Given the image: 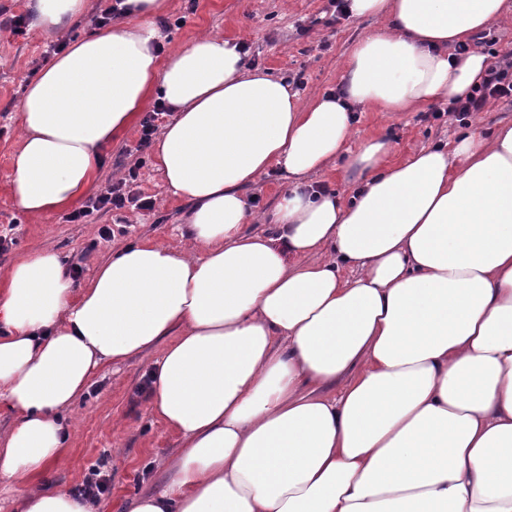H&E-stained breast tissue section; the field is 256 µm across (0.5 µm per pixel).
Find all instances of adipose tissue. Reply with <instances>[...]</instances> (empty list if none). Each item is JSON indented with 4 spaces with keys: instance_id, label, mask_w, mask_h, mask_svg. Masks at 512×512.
<instances>
[{
    "instance_id": "obj_1",
    "label": "adipose tissue",
    "mask_w": 512,
    "mask_h": 512,
    "mask_svg": "<svg viewBox=\"0 0 512 512\" xmlns=\"http://www.w3.org/2000/svg\"><path fill=\"white\" fill-rule=\"evenodd\" d=\"M125 3L128 22L90 31L28 82L9 183L29 215L70 207L159 97L175 117L155 166L188 205L195 252L132 243L80 287L53 251L13 264L0 404L18 422L0 435V475L26 481L55 462L100 364L159 344L153 410L182 447L131 512H512V125L397 163L382 137L348 147L355 106L471 94L490 62L455 47L512 0H349L350 16L382 27L346 58L341 92L306 104L223 36L160 54L166 0ZM84 7L29 5L52 30ZM339 160L358 179L349 197L306 183ZM272 168L288 184L273 231L246 234L243 189ZM18 507L95 512L48 488Z\"/></svg>"
}]
</instances>
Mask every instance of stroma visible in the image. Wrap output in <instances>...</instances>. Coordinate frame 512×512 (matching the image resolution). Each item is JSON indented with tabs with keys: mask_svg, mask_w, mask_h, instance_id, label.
Masks as SVG:
<instances>
[{
	"mask_svg": "<svg viewBox=\"0 0 512 512\" xmlns=\"http://www.w3.org/2000/svg\"><path fill=\"white\" fill-rule=\"evenodd\" d=\"M112 3L88 0L85 13L60 35L30 26L17 36L0 28V229H10L13 238L7 250L0 251V279L19 257L43 249L56 252L64 265L80 263L79 280L84 283L113 251L125 245L148 240L178 251L189 246L183 235L185 205L154 164H146L135 187L154 201L153 210H125L124 231L115 232L108 241L100 239L99 230L112 224V213H93L83 224L66 222L62 211L32 217L17 209L7 180L18 147L20 103L28 81L45 65L44 54L57 41L86 35L93 28V17ZM332 12L329 0H168L163 14L168 24L159 30L160 42L166 52L188 45L203 33L248 43L257 68L284 79L302 77L300 95L307 102L341 87L347 55L362 35L380 26L375 18L335 20ZM354 125L355 140L370 135L390 138L397 161L421 147L453 141L464 127L442 102L392 113L363 106L354 114ZM138 139L139 129L134 126L113 140L94 192L123 177L134 162L128 151ZM160 353L156 346L97 370L72 410L77 425L66 448L56 463L36 477V484L69 491L104 455L109 458L112 490L98 501V512H130L135 499L166 484L169 463L181 442L154 415L150 395L140 392Z\"/></svg>",
	"mask_w": 512,
	"mask_h": 512,
	"instance_id": "35a3bbf8",
	"label": "stroma"
}]
</instances>
